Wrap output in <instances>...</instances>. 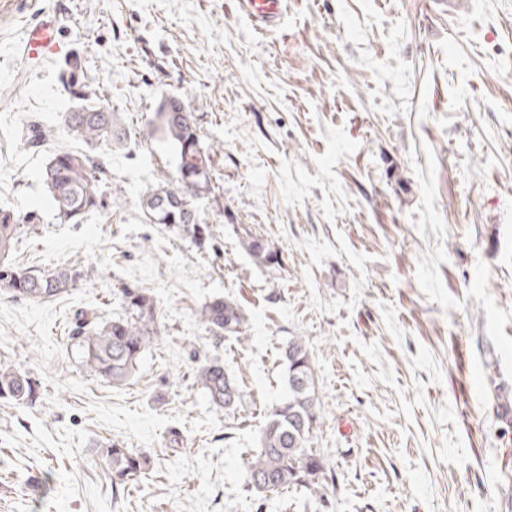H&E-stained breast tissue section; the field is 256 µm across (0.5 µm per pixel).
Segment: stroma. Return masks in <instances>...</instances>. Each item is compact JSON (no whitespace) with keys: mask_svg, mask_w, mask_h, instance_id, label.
<instances>
[{"mask_svg":"<svg viewBox=\"0 0 512 512\" xmlns=\"http://www.w3.org/2000/svg\"><path fill=\"white\" fill-rule=\"evenodd\" d=\"M58 20L63 57L34 73L26 24ZM78 55L128 131L109 160L114 205L61 224L30 151V117L61 129L59 76ZM189 104L215 169L195 202L202 244L147 223L141 197L175 177L161 98ZM0 207L43 221L12 260L87 279L34 303L0 290V361L38 383L0 400V512H303L300 491L256 507L243 459L288 396L281 352L306 340L320 419L308 445L335 473L336 512H512V0H288L259 32L236 0H0ZM251 224L280 262L257 264ZM152 291L162 337L127 383L83 366L79 314ZM235 300L243 339L200 306ZM217 357L247 392L237 427L195 379ZM119 441L151 459L113 492Z\"/></svg>","mask_w":512,"mask_h":512,"instance_id":"obj_1","label":"stroma"}]
</instances>
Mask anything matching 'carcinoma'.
<instances>
[{
	"instance_id": "obj_1",
	"label": "carcinoma",
	"mask_w": 512,
	"mask_h": 512,
	"mask_svg": "<svg viewBox=\"0 0 512 512\" xmlns=\"http://www.w3.org/2000/svg\"><path fill=\"white\" fill-rule=\"evenodd\" d=\"M61 75L75 101L63 115L68 136L84 148L72 150L59 145L43 170V182L52 200L56 219L79 224L90 213L106 206L107 160L124 148L127 131L119 113L104 102L97 81L90 77L77 56L67 60ZM180 108L156 126L176 149L175 184L161 183L141 200L143 214L150 224H166L192 241H198L205 228L196 220L194 200L211 193L213 165L209 152L201 146L192 113L178 97H165L154 115L169 102ZM28 148L39 149L54 137L52 131L31 120L22 131ZM190 173L192 182L185 181ZM40 223L37 215L18 214L0 208V288L31 302L51 301L77 286L85 273L76 264L50 272L22 268L9 259L13 242L25 227ZM241 244L257 263L280 264L277 253L257 231L241 228ZM120 298L124 313L106 321L81 317L76 322L75 346L81 362L104 380L121 385L137 372L144 352L161 337L157 305L148 288H123ZM200 321L217 338L236 335L238 340L246 316L239 304L216 296L198 310ZM282 356L287 366L288 399L276 406L259 430L257 448L244 461L248 491L263 501L271 494L281 496L288 489H300L315 496L319 512H335V504L325 489L328 481L324 458L306 447L313 426L319 419L320 401L316 393L315 365L305 340L292 337ZM197 382L212 407L235 417L246 398L233 372L219 358L205 359L197 366ZM38 384L27 373L0 364V399L17 404L37 398ZM112 478V491L134 486L151 461L146 455L111 441L105 449Z\"/></svg>"
}]
</instances>
